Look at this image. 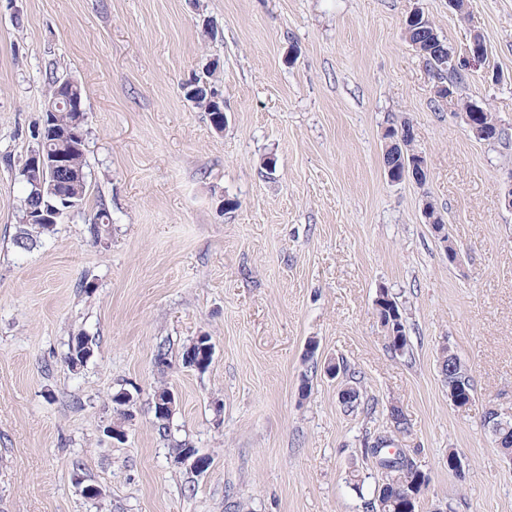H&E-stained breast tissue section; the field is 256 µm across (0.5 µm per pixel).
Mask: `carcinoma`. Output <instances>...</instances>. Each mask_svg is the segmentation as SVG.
Returning a JSON list of instances; mask_svg holds the SVG:
<instances>
[{
  "instance_id": "carcinoma-1",
  "label": "carcinoma",
  "mask_w": 512,
  "mask_h": 512,
  "mask_svg": "<svg viewBox=\"0 0 512 512\" xmlns=\"http://www.w3.org/2000/svg\"><path fill=\"white\" fill-rule=\"evenodd\" d=\"M405 38L410 45L419 46L418 53L425 60L433 76L438 79V84L447 86L454 93L458 92L462 83L459 66L448 65V54L452 53V49L440 39L434 24H410L405 27ZM62 81L61 77H53L49 82L47 109L51 110V113L46 116L49 126L39 128V133L35 135L37 147L30 150V154L59 156L64 167L52 173H38L25 161L19 168L25 195L18 209V229L12 238V247L18 253L32 251L41 236L55 231L53 224L30 223V218L36 211L77 209L83 204L86 196L85 143L72 135L66 139L62 138L63 132L70 133L77 128L82 129L84 124L76 122L75 113L59 107L62 98L69 94L84 99V89L79 83L68 89L62 85ZM194 104L208 112L213 125L217 126L224 121V113L210 104L206 96H199ZM481 123L487 133V139L499 140L501 130L493 112L488 110L482 113ZM383 139L384 165L391 173L402 171L405 160L409 158L424 162V156L414 148L412 126L409 121L403 120L400 125L387 128L383 133ZM53 179L67 182L66 191L70 205H64L55 196L47 193L41 198L38 197L37 184L42 181L48 184ZM374 312L388 340L390 352L398 357L407 355L409 344L406 318L404 313L400 312L396 298L388 289L379 290ZM93 351L94 343L89 337H73L66 357L68 367L74 370L84 366ZM448 386L455 388L459 395L467 400L474 397L470 370L463 362H458L456 373L448 377ZM389 421L391 434L375 436L364 443L362 450L364 458L381 472L384 488L368 497L362 494L360 498L364 501L366 512H420L421 495L427 489L430 477L413 457H396L390 454L388 440L392 439V434L405 432L408 427L402 410L396 405L390 406ZM494 442L503 456L512 455V420L508 422V427L501 429L499 434L494 436Z\"/></svg>"
}]
</instances>
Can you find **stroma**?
<instances>
[{
    "label": "stroma",
    "instance_id": "stroma-1",
    "mask_svg": "<svg viewBox=\"0 0 512 512\" xmlns=\"http://www.w3.org/2000/svg\"><path fill=\"white\" fill-rule=\"evenodd\" d=\"M467 4L462 17L448 0H0V512H362L348 475L380 481L363 436L394 404L409 422L395 442L430 476L421 512H512V462L482 426L490 405L512 410V212L497 204L512 0ZM418 6L453 50L483 37L488 60L459 94L496 114L500 141L474 138L436 96L404 38ZM208 62L220 130L181 91ZM52 72L84 87L87 194L20 254L18 169ZM404 119L422 185L386 175L382 134ZM102 203L112 222L97 239ZM382 288L405 310L409 357L387 348ZM81 333L95 352L73 370ZM199 335L214 346L204 371L182 361ZM446 345L474 380L463 409L439 369ZM341 359L357 372L354 413L325 374ZM161 382L176 397L165 435ZM130 386L124 422L112 395ZM179 442L210 467L176 464ZM169 390L170 389L166 386V384L161 382L159 385H157L155 387V389L153 390V394H152L154 418L156 419V422L159 424L158 429L159 430L161 429L164 432L168 429V426H166V424H169V423H164V422H161L159 419H157L156 409H157L158 401H163L166 398ZM165 400L166 401H165L164 405L160 403L159 415L161 418L169 417L171 419V417L173 416L174 411H175L174 394H171V396L166 398Z\"/></svg>",
    "mask_w": 512,
    "mask_h": 512
}]
</instances>
